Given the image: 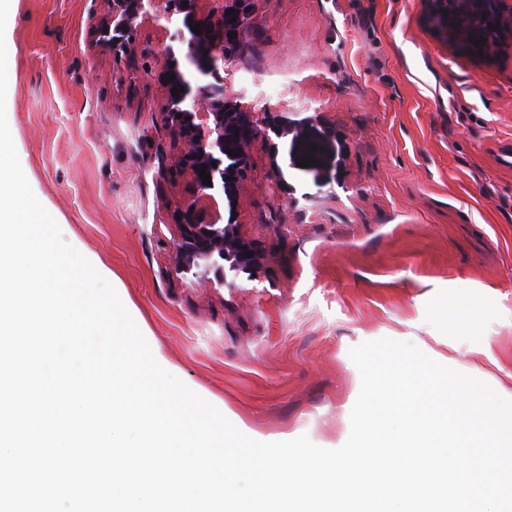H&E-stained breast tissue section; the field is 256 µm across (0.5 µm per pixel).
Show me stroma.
Returning a JSON list of instances; mask_svg holds the SVG:
<instances>
[{
  "mask_svg": "<svg viewBox=\"0 0 512 512\" xmlns=\"http://www.w3.org/2000/svg\"><path fill=\"white\" fill-rule=\"evenodd\" d=\"M105 0H13L6 115L29 184L153 354L232 424L340 447L388 337L512 395V38L436 36L423 0H257L224 88L262 129L233 214L265 261L228 285L176 274L163 26L122 59ZM331 126L336 177L292 163L277 123ZM470 326L454 325L460 311Z\"/></svg>",
  "mask_w": 512,
  "mask_h": 512,
  "instance_id": "obj_1",
  "label": "stroma"
}]
</instances>
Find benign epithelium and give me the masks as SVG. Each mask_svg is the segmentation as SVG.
Returning a JSON list of instances; mask_svg holds the SVG:
<instances>
[{"label":"benign epithelium","instance_id":"1","mask_svg":"<svg viewBox=\"0 0 512 512\" xmlns=\"http://www.w3.org/2000/svg\"><path fill=\"white\" fill-rule=\"evenodd\" d=\"M201 0H106L107 10L94 26L95 44L112 51L116 57L127 53L139 25L160 19L173 25L171 41L185 48L177 56L174 47L162 49L165 85V115L171 128L177 154L165 169L168 182L187 177L193 194L176 202L174 214L178 228L177 272L199 280L215 277L220 282L242 274L253 275L263 255L240 233L239 225L222 223L221 214L211 209L216 198L237 200L239 185L250 169L249 145L260 134L254 113L226 96L224 62L243 44L252 20L254 0H233V6L217 0L216 6L203 10ZM507 0H426L430 20L437 34L479 42L487 49L503 34L512 35V5ZM233 13H228L229 9ZM488 13L493 28L479 31L463 17ZM201 27V34L192 31ZM237 34L231 39L229 33ZM175 79H169V76ZM177 95H172V90ZM181 118H176V115ZM277 138L288 134L302 141L312 159L336 167V133L328 128L301 126L291 130L272 125ZM235 150L238 156L228 154ZM207 166L211 185L203 184L199 172ZM254 256L248 257L246 253Z\"/></svg>","mask_w":512,"mask_h":512}]
</instances>
